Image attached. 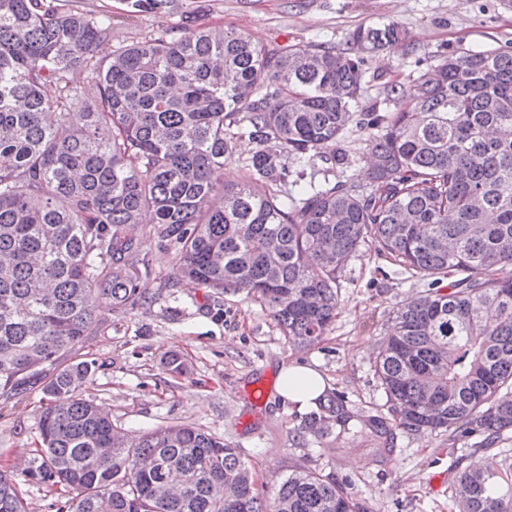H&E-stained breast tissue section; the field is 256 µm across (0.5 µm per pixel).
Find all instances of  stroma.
Instances as JSON below:
<instances>
[{
	"label": "stroma",
	"mask_w": 512,
	"mask_h": 512,
	"mask_svg": "<svg viewBox=\"0 0 512 512\" xmlns=\"http://www.w3.org/2000/svg\"><path fill=\"white\" fill-rule=\"evenodd\" d=\"M170 15L130 12L125 0H78L80 9L107 12L112 31L99 52L178 31L183 16L209 27L232 28L270 46L295 51L345 47L359 26L393 20L402 46L367 59L360 84L363 105L381 100L385 83H405L419 61L434 55L494 49L512 42L507 0H179ZM146 241L149 267L140 274L147 301L109 311L76 356L96 360L82 394L106 410L125 432L192 423L238 445L258 483L293 467L334 475L366 512H458L452 492L477 459L512 479V434L493 445L483 435L453 430L426 436L397 430L385 452L365 425L386 410L374 373L376 347L402 301L426 282L363 249L341 277L338 315L322 341L302 349L287 342L259 302L242 293L218 294L175 282L177 254L153 225L131 231ZM181 354L186 371L165 372L162 358ZM299 361L328 378L340 396L343 420H329L319 437L305 433L308 414L276 393L281 361ZM40 387L0 397V470L22 474L36 450Z\"/></svg>",
	"instance_id": "obj_1"
}]
</instances>
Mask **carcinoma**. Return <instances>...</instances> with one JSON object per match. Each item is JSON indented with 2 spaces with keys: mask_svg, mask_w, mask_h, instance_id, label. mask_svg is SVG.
<instances>
[{
  "mask_svg": "<svg viewBox=\"0 0 512 512\" xmlns=\"http://www.w3.org/2000/svg\"><path fill=\"white\" fill-rule=\"evenodd\" d=\"M111 29L58 0H0V395L38 384L45 402L27 480L77 491L59 512H360L332 476L296 467L260 487L223 438L174 424L128 439L82 396L96 362L69 353L104 311L146 301L145 241L126 228L147 213L176 280L245 293L298 347L328 332L360 247L431 280L379 346L390 417L370 434L512 432V44L442 55L365 108L367 57L403 40L395 21L309 54L187 22L94 59ZM85 70L93 105L70 79ZM353 122L365 186L340 146ZM242 136L254 148L226 186ZM318 160L342 178L316 180ZM454 495L460 512H512V489L478 460ZM0 512H26L1 472Z\"/></svg>",
  "mask_w": 512,
  "mask_h": 512,
  "instance_id": "carcinoma-1",
  "label": "carcinoma"
}]
</instances>
